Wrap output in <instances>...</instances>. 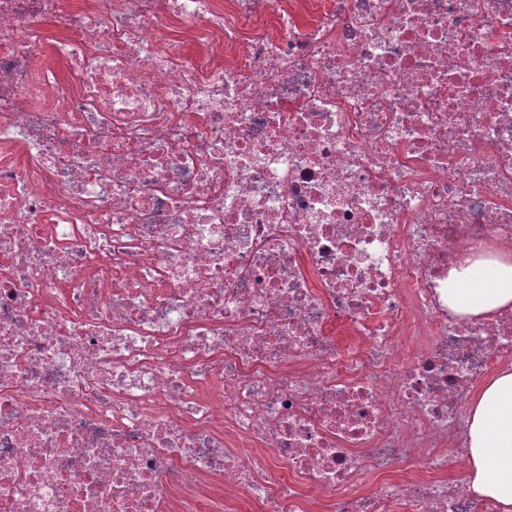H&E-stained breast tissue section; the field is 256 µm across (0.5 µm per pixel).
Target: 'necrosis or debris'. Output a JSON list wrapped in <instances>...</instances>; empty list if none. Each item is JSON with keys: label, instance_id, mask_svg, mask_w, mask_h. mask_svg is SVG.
Instances as JSON below:
<instances>
[{"label": "necrosis or debris", "instance_id": "1", "mask_svg": "<svg viewBox=\"0 0 512 512\" xmlns=\"http://www.w3.org/2000/svg\"><path fill=\"white\" fill-rule=\"evenodd\" d=\"M511 250L512 0H0V512H501ZM453 270L448 307L461 315H489L512 308V258L501 253ZM509 364L485 384L497 369ZM511 367L512 359L499 361L478 385L467 417L468 465L466 456L441 475L448 481L462 474L470 475L472 491L479 497L495 500L504 508L502 512H512Z\"/></svg>", "mask_w": 512, "mask_h": 512}]
</instances>
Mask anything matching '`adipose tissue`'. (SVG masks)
Here are the masks:
<instances>
[{
    "label": "adipose tissue",
    "mask_w": 512,
    "mask_h": 512,
    "mask_svg": "<svg viewBox=\"0 0 512 512\" xmlns=\"http://www.w3.org/2000/svg\"><path fill=\"white\" fill-rule=\"evenodd\" d=\"M448 305L461 315L512 308V257L497 253L448 277ZM470 486L512 512V368L495 374L473 399L467 417Z\"/></svg>",
    "instance_id": "adipose-tissue-1"
}]
</instances>
